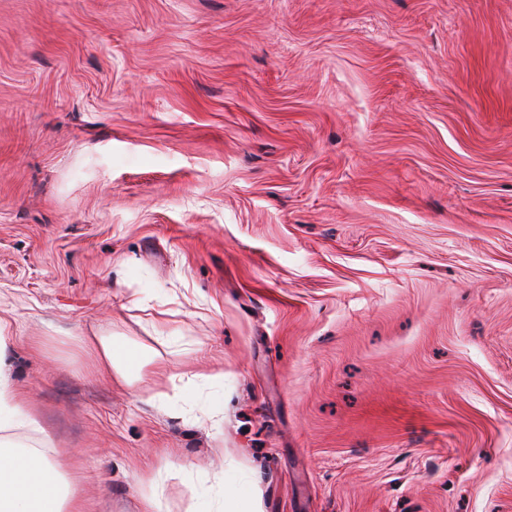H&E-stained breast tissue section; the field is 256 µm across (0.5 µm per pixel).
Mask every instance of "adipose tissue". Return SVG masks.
Instances as JSON below:
<instances>
[{"mask_svg":"<svg viewBox=\"0 0 512 512\" xmlns=\"http://www.w3.org/2000/svg\"><path fill=\"white\" fill-rule=\"evenodd\" d=\"M100 367L121 381L143 380L149 361L142 351L127 347L112 336L92 334L82 339ZM40 425L16 390L10 369L0 358V512H85L74 489L63 488V465L40 450L7 439V431ZM201 512H260L259 502L241 484L220 485L205 496Z\"/></svg>","mask_w":512,"mask_h":512,"instance_id":"1","label":"adipose tissue"}]
</instances>
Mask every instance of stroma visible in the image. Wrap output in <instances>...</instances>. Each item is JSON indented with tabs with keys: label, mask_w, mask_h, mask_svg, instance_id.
Masks as SVG:
<instances>
[{
	"label": "stroma",
	"mask_w": 512,
	"mask_h": 512,
	"mask_svg": "<svg viewBox=\"0 0 512 512\" xmlns=\"http://www.w3.org/2000/svg\"><path fill=\"white\" fill-rule=\"evenodd\" d=\"M0 322L88 512H512V0H0ZM80 339L111 376L114 373L121 381L132 383L142 381L147 374L145 368L150 361L141 350H133L119 339L102 334L93 333ZM230 505H235V511H228ZM261 512L259 502L249 488L234 483L227 485L222 483L217 492L206 495L199 512Z\"/></svg>",
	"instance_id": "1"
}]
</instances>
